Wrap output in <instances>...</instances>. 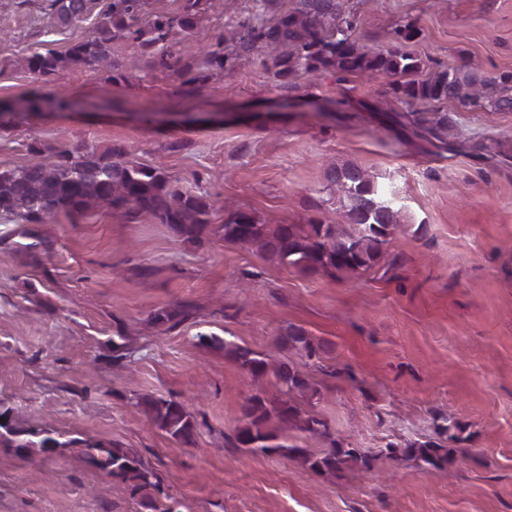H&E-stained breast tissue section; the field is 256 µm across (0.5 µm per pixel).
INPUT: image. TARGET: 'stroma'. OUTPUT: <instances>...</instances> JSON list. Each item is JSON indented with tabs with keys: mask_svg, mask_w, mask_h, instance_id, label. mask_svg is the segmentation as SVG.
Returning <instances> with one entry per match:
<instances>
[{
	"mask_svg": "<svg viewBox=\"0 0 512 512\" xmlns=\"http://www.w3.org/2000/svg\"><path fill=\"white\" fill-rule=\"evenodd\" d=\"M0 0V100L35 87L16 61L62 53L86 37L108 0L83 22L57 27L43 0ZM356 34L389 46L396 27L422 74L468 64L512 71V0H349ZM253 0H224L192 35L206 46L245 21ZM132 47H112L126 78L69 68L51 92L68 112L0 126V170L48 163L79 144L117 145L127 160L160 164L178 189L226 200L265 224L343 223L329 166L356 164L400 209L384 258L356 276L307 275L225 241L223 209L203 242L166 225L103 210L58 214L27 226L0 219V408L19 424L60 432L50 457L0 445V512H149L142 497L88 462L84 441L133 451L158 483L156 503L177 512H512V112L448 106L463 142L495 140L503 154L476 159L433 146L389 123L388 78L337 81L324 74L280 87L261 62L213 73L188 97L165 71L130 68ZM220 112L219 123L195 122ZM43 246L31 247L32 236ZM189 302L175 330L153 325ZM304 330L318 357L282 347ZM125 336L114 360L112 339ZM214 334L286 362L319 397L304 411L327 419L338 443L369 456L366 468L319 475L297 461L228 441L244 399L278 398L273 375L255 379ZM193 414V444L154 421L149 400ZM466 425L465 462L427 469L385 457L388 445L440 441L438 419Z\"/></svg>",
	"mask_w": 512,
	"mask_h": 512,
	"instance_id": "1",
	"label": "stroma"
}]
</instances>
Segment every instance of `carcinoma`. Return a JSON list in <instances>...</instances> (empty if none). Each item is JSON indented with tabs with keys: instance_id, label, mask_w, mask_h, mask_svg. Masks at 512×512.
I'll return each instance as SVG.
<instances>
[{
	"instance_id": "obj_1",
	"label": "carcinoma",
	"mask_w": 512,
	"mask_h": 512,
	"mask_svg": "<svg viewBox=\"0 0 512 512\" xmlns=\"http://www.w3.org/2000/svg\"><path fill=\"white\" fill-rule=\"evenodd\" d=\"M217 0H182L179 12L168 14L150 8L149 0H110L107 10L91 33L71 44L63 53L33 50L23 57V67L44 86L72 65L86 71L108 67L112 80L125 79L112 61V46L127 42L134 47L131 67L165 70L182 78L188 96L201 93L212 72L224 71L236 61L262 59L279 85L299 87V79L329 73L341 81L349 76L389 78L388 93L401 105L394 120L430 142L449 144L450 122L444 105L476 107L488 112H512V71L489 76L468 64L441 67L423 80L413 78L422 60L402 49L416 37L410 25L393 31L394 44L372 52L354 36L355 14L347 0H295L281 8L280 0H254L253 12L229 35L218 34L199 54L189 53V40L202 17ZM92 0H47L58 26L81 21ZM25 114L65 112L73 107L68 96L47 95L36 89L20 101ZM119 148L99 151L94 147L66 149L50 163H37L0 171V217L19 224H44L59 213L83 215L104 209L130 222L149 218L164 224L188 241H203L210 232L213 205L204 197L182 192L160 166H147L123 159ZM327 181L336 187L345 223L313 219L309 224H264L240 208L225 210L221 225L224 240L253 245L266 259L309 275H348L366 271L383 258L389 238L401 227L399 210L386 198L367 172L356 164L331 166ZM193 306L182 302L173 310L157 312L152 322L174 329L192 315ZM199 344L222 347L243 370L257 379L273 373L279 399L269 402L259 394L247 397L240 406L230 444L267 456H284L326 475L352 465H369L357 448L344 447L332 438L329 422L306 412L295 396L320 395L311 382L287 363H272L265 355L246 346L226 342L215 335H197ZM284 347L302 350L308 357L318 354L303 330L290 325L277 337ZM154 421L182 444H191L197 424L187 408L174 400H151ZM0 436L20 453L36 448L50 456L72 441L47 429L25 428L7 411L0 413ZM299 430L324 438L329 446L315 454L288 443L286 432ZM448 445L425 442L408 448L387 446L386 456L394 461L415 460L427 468H442L466 458L462 444L469 440L466 427L453 418L439 425ZM84 453L96 468L114 479L129 483L133 491L149 499L157 512H174L152 500L155 484L135 454L100 443H85Z\"/></svg>"
}]
</instances>
